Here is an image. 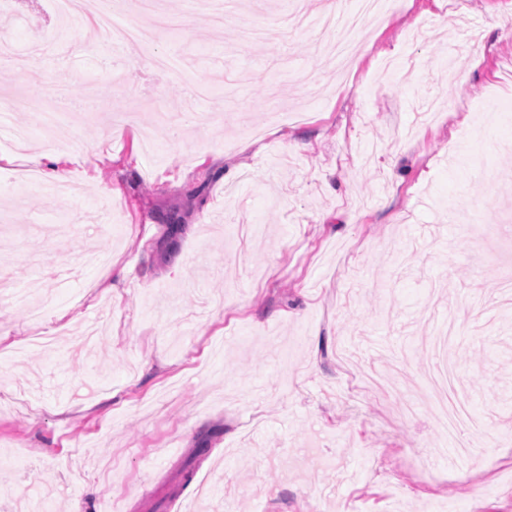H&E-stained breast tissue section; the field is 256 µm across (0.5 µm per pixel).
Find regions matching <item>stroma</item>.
Masks as SVG:
<instances>
[{
    "mask_svg": "<svg viewBox=\"0 0 512 512\" xmlns=\"http://www.w3.org/2000/svg\"><path fill=\"white\" fill-rule=\"evenodd\" d=\"M159 3L120 22L177 78L0 0L41 77L1 67L0 100L78 187L0 162V512H512V0H378L342 62L294 0ZM450 319L484 425L458 468L428 387Z\"/></svg>",
    "mask_w": 512,
    "mask_h": 512,
    "instance_id": "stroma-1",
    "label": "stroma"
}]
</instances>
